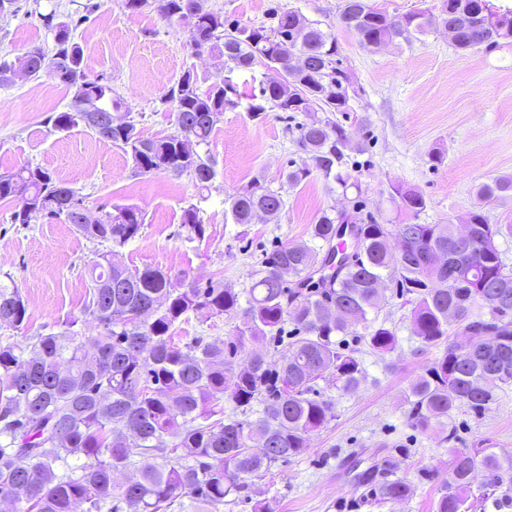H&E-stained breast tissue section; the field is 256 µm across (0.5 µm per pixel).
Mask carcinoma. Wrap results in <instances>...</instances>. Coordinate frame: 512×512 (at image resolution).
I'll return each instance as SVG.
<instances>
[{
	"mask_svg": "<svg viewBox=\"0 0 512 512\" xmlns=\"http://www.w3.org/2000/svg\"><path fill=\"white\" fill-rule=\"evenodd\" d=\"M132 12L155 10L162 19H194L188 45L207 50L231 69L261 63L281 79L261 89L249 106L254 118L267 110L302 112L309 121L296 126L298 147L307 162L288 170L297 185L312 173L342 189H360L349 165L351 139L343 125L321 112L349 110L350 76L339 66L335 34L295 11L274 8L269 26L226 21L205 0H126ZM90 11L59 19L40 14L53 34V45H34L10 60L0 55V74L22 69L37 77L48 71L73 98L95 102L108 119L85 120L75 104L55 112L46 123L59 131L86 126L98 138L130 154L136 175H187L206 189L216 176L213 160L198 151L209 144L224 112V79L198 92L197 75L187 70L165 95L175 112L176 132L160 139L143 137L112 85L92 78L74 31ZM359 44L372 50L397 38L406 42L425 31L422 12L391 17L369 0H343L338 19ZM439 23L454 32L453 45L464 55L491 52L512 42V10L498 11L490 0H442ZM512 196V178L493 177L476 188L478 200L468 213L466 237L457 224H381L346 212L325 210L309 231L310 240L274 248L250 273L238 292L221 281L205 284L174 280L146 267L131 270L120 250L140 233L142 211L115 205L96 224H83L70 210L83 202L77 192L46 170L30 164L0 175V200L16 202L11 222L28 224L34 214L71 224L85 238L109 244L88 270L84 314L99 333L85 341L79 320L61 332L0 343V499L16 512H167L184 500L218 508L231 494L247 492L246 479L263 476L279 462L302 455L311 435L334 417V403L316 389L323 380L345 394L366 383V370L355 351L336 341L355 334L374 353L397 347L396 330L368 315L385 299L380 285L395 283L399 296L413 305L410 331L423 351L444 346L441 357L418 375L407 399L408 422L421 433L451 418L464 405L481 415L498 392L512 386V268L498 238L512 236V224H490L485 208ZM391 199L416 217L426 208L412 189L393 187ZM237 224L262 213L273 220L282 197L254 180L229 196ZM358 223L362 249L351 262L335 263L350 242L339 234L347 219ZM181 234L202 239L199 208L183 209ZM441 251L443 265L426 268L430 254ZM484 294L478 302L475 294ZM240 321L226 343L205 336L175 342L176 326L213 317ZM28 309L15 285L0 282V326L27 327ZM293 328H287L288 324ZM267 339L287 349L271 364L247 348ZM233 403L224 412V400ZM484 473L474 491L476 470ZM134 470L136 477L114 485V474ZM446 492L437 512H476L487 504L497 512L512 509V458L482 441L451 451ZM409 483L384 480L375 489L382 503L406 500Z\"/></svg>",
	"mask_w": 512,
	"mask_h": 512,
	"instance_id": "obj_1",
	"label": "carcinoma"
}]
</instances>
